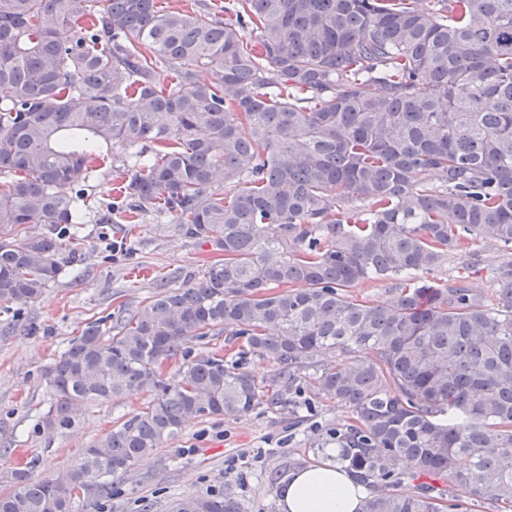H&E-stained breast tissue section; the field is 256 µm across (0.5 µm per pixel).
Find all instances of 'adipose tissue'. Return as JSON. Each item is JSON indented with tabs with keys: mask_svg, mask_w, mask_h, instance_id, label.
Here are the masks:
<instances>
[{
	"mask_svg": "<svg viewBox=\"0 0 512 512\" xmlns=\"http://www.w3.org/2000/svg\"><path fill=\"white\" fill-rule=\"evenodd\" d=\"M367 490L325 459L289 473L276 493L277 512H358Z\"/></svg>",
	"mask_w": 512,
	"mask_h": 512,
	"instance_id": "ef3b65f1",
	"label": "adipose tissue"
}]
</instances>
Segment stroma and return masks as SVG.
<instances>
[{
	"label": "stroma",
	"mask_w": 512,
	"mask_h": 512,
	"mask_svg": "<svg viewBox=\"0 0 512 512\" xmlns=\"http://www.w3.org/2000/svg\"><path fill=\"white\" fill-rule=\"evenodd\" d=\"M77 184L86 190L90 214L75 260L64 263L38 300L13 316L0 312V487L32 460L40 476L66 475L89 444L141 407L145 395H132L82 407L70 424L46 428L47 371L88 322L122 306L134 309L161 280L194 277L209 252L164 214L139 217L131 226L98 223V211L112 203L120 184L109 165ZM511 261L484 239L471 255L449 259L438 276L467 280L488 294ZM309 426L292 425L287 407L265 404L235 418L193 419L116 481L111 497L78 498L75 512H169L173 500L214 486L230 489L244 512H276L272 474H288L318 457Z\"/></svg>",
	"instance_id": "1"
}]
</instances>
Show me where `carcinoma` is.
<instances>
[{"mask_svg": "<svg viewBox=\"0 0 512 512\" xmlns=\"http://www.w3.org/2000/svg\"><path fill=\"white\" fill-rule=\"evenodd\" d=\"M107 2L0 0V303L75 257L74 177L115 147L99 222L165 213L219 258L67 342L46 427L148 400L67 475L14 471L0 512H72L193 418L315 397L346 413L329 437L360 512L512 510V262L490 304L432 282L480 239L512 253V0ZM369 281L392 298L359 299ZM221 335L230 356L192 354ZM171 512L243 509L213 488Z\"/></svg>", "mask_w": 512, "mask_h": 512, "instance_id": "cac0c4a2", "label": "carcinoma"}]
</instances>
